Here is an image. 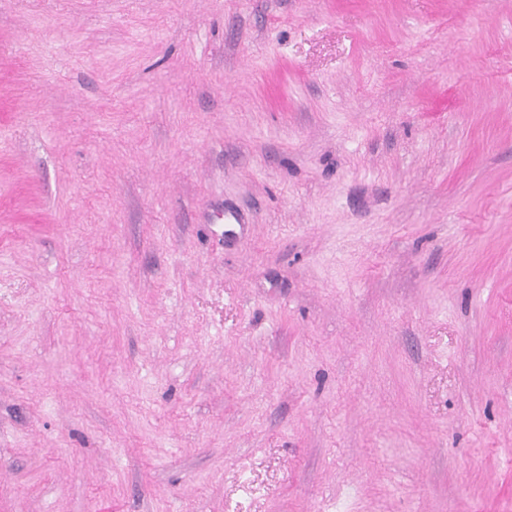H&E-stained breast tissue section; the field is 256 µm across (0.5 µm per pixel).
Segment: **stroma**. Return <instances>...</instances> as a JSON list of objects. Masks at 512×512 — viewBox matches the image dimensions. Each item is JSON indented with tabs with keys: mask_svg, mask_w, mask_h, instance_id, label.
Returning a JSON list of instances; mask_svg holds the SVG:
<instances>
[{
	"mask_svg": "<svg viewBox=\"0 0 512 512\" xmlns=\"http://www.w3.org/2000/svg\"><path fill=\"white\" fill-rule=\"evenodd\" d=\"M0 512H512V0H0Z\"/></svg>",
	"mask_w": 512,
	"mask_h": 512,
	"instance_id": "1",
	"label": "stroma"
}]
</instances>
